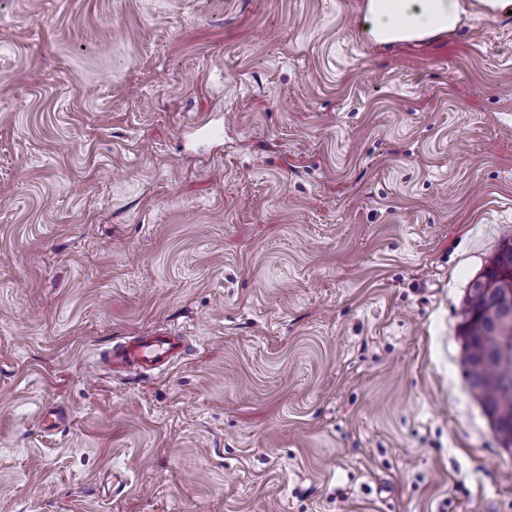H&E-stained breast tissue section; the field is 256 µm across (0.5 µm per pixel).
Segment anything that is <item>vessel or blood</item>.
I'll list each match as a JSON object with an SVG mask.
<instances>
[{
  "instance_id": "b4317fda",
  "label": "vessel or blood",
  "mask_w": 512,
  "mask_h": 512,
  "mask_svg": "<svg viewBox=\"0 0 512 512\" xmlns=\"http://www.w3.org/2000/svg\"><path fill=\"white\" fill-rule=\"evenodd\" d=\"M185 351L182 332L163 330L134 338L108 353V365L132 371H151L167 367Z\"/></svg>"
}]
</instances>
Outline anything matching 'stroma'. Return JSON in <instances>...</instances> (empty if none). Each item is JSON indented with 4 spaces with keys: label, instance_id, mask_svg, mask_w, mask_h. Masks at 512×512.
<instances>
[{
    "label": "stroma",
    "instance_id": "obj_1",
    "mask_svg": "<svg viewBox=\"0 0 512 512\" xmlns=\"http://www.w3.org/2000/svg\"><path fill=\"white\" fill-rule=\"evenodd\" d=\"M510 235L512 14L0 0V512H512L458 337ZM466 11L461 0H371L367 29L405 30L420 37L454 30ZM185 347L182 332L165 329L113 348L106 356V363L126 372L161 369L177 361Z\"/></svg>",
    "mask_w": 512,
    "mask_h": 512
}]
</instances>
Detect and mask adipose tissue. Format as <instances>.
I'll list each match as a JSON object with an SVG mask.
<instances>
[{
	"mask_svg": "<svg viewBox=\"0 0 512 512\" xmlns=\"http://www.w3.org/2000/svg\"><path fill=\"white\" fill-rule=\"evenodd\" d=\"M464 12L461 0H371L369 31L405 30L421 37L454 30Z\"/></svg>",
	"mask_w": 512,
	"mask_h": 512,
	"instance_id": "obj_1",
	"label": "adipose tissue"
}]
</instances>
